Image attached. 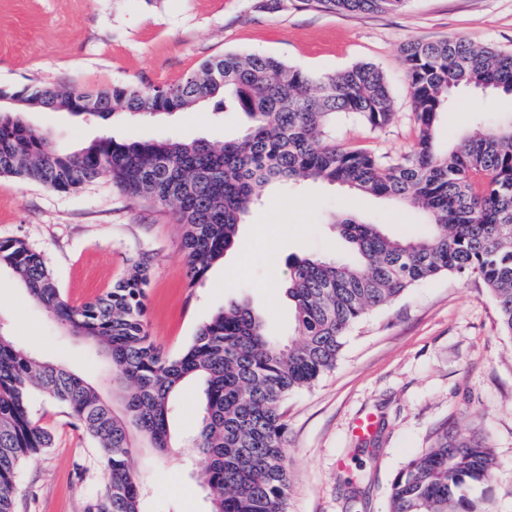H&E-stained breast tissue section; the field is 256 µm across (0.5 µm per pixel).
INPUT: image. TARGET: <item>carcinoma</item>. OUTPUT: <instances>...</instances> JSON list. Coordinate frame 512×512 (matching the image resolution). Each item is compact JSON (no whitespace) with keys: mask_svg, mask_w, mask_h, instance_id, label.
Masks as SVG:
<instances>
[{"mask_svg":"<svg viewBox=\"0 0 512 512\" xmlns=\"http://www.w3.org/2000/svg\"><path fill=\"white\" fill-rule=\"evenodd\" d=\"M317 2L341 12L391 14L407 0ZM403 53L418 135L394 158L340 145L330 132L338 115L373 131L392 123L390 86L371 63L317 76L271 56L229 52L165 88L42 84L0 91L11 100L10 111L0 114V175L56 191L107 177L131 198L175 205L191 287L234 246L238 225L275 183L316 180L390 198L422 211L429 226L421 237L400 238L354 213L332 216L330 224L357 261L304 257L289 264L283 287L297 341L283 344L267 335L249 303L233 302L174 357L146 331L149 257L134 262L106 294L72 306L38 249L20 238L0 241V270L15 274L68 332L109 358L119 403L0 328V512H16L20 462L52 442L29 415L34 389L65 404L74 424L99 444L107 481L86 512H142L146 482L131 463L135 439L158 452L186 446L172 436L169 418L172 396L192 378L203 382L191 446L200 455L209 512H288L283 402L336 366L349 329L369 311L441 274L474 278L491 291L500 330L512 337V118L446 147L436 143L455 90L512 94V55L453 37L409 42ZM81 104L103 122L118 112L169 114L201 104L224 112L232 106L249 125L224 142L105 136L66 151L24 119L31 106L65 112ZM497 466L491 448L450 442L444 430L394 480L390 512H490Z\"/></svg>","mask_w":512,"mask_h":512,"instance_id":"1","label":"carcinoma"}]
</instances>
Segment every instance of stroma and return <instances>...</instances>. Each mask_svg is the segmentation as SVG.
<instances>
[{
    "mask_svg": "<svg viewBox=\"0 0 512 512\" xmlns=\"http://www.w3.org/2000/svg\"><path fill=\"white\" fill-rule=\"evenodd\" d=\"M448 37L512 52V0H409L392 14L330 11L316 0H0V88L164 87L227 52L273 56L318 75L367 62L389 82L394 120L377 132L340 116L333 133L396 157L417 136L401 48ZM454 105L438 127L443 145L478 131L479 121L512 113V95L463 89ZM25 119L70 150L106 134L231 140L246 122L241 112L217 116L203 107L119 113L108 122L32 109ZM351 211L390 235L427 231L418 211L391 200L320 181L272 185L258 207L265 224L240 225L234 247L191 288L183 227L171 208L129 198L104 178L60 192L0 176V241L21 238L40 250L71 304L108 291L135 260L151 257L146 329L171 356L233 301L248 302L270 335L292 341L293 311L287 298H271L268 287L287 280L295 257L352 262L349 245L327 222ZM0 326L21 346L111 395L110 364L99 349L67 333L6 271L0 272ZM199 390L198 381H188L173 399L177 437L197 428ZM29 410L52 445L22 462L18 512H84L87 497L105 482L96 442L41 392H33ZM284 411L289 512H389L394 479L442 429L492 448L498 468L489 508L512 512V338L500 334L494 300L481 281L437 276L370 313L350 330L334 370L289 395ZM367 413L378 422L368 453L353 433L355 419ZM196 458L193 448L135 450L133 464L149 485L146 512H208Z\"/></svg>",
    "mask_w": 512,
    "mask_h": 512,
    "instance_id": "obj_1",
    "label": "stroma"
}]
</instances>
